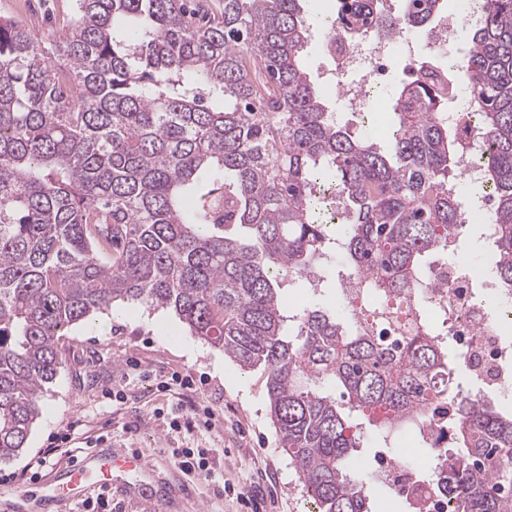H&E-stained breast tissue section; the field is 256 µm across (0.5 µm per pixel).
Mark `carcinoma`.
Segmentation results:
<instances>
[{
  "instance_id": "1",
  "label": "carcinoma",
  "mask_w": 512,
  "mask_h": 512,
  "mask_svg": "<svg viewBox=\"0 0 512 512\" xmlns=\"http://www.w3.org/2000/svg\"><path fill=\"white\" fill-rule=\"evenodd\" d=\"M305 0H76L49 44L0 18V461L24 448L69 327L139 303L173 312L242 369L267 373L279 445L319 512H372L364 441L447 405L450 439L417 462L448 512H512V412L454 378L421 282L457 264L465 218L462 72L488 171L495 278L512 295V0L484 14L458 71L431 58L392 97L391 147L339 126L307 76ZM442 0L312 6L327 39L430 35ZM222 100L213 106L208 98ZM349 298L288 313L290 281ZM341 388L340 394L332 389Z\"/></svg>"
}]
</instances>
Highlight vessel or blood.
Returning <instances> with one entry per match:
<instances>
[{"label": "vessel or blood", "instance_id": "b4317fda", "mask_svg": "<svg viewBox=\"0 0 512 512\" xmlns=\"http://www.w3.org/2000/svg\"><path fill=\"white\" fill-rule=\"evenodd\" d=\"M142 466V460L134 455L90 451L51 474L42 491L28 488L16 491L12 508L14 512H43L53 501L74 503L92 488L111 482L114 471L136 470Z\"/></svg>", "mask_w": 512, "mask_h": 512}]
</instances>
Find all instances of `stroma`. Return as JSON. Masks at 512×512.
Here are the masks:
<instances>
[{
  "label": "stroma",
  "mask_w": 512,
  "mask_h": 512,
  "mask_svg": "<svg viewBox=\"0 0 512 512\" xmlns=\"http://www.w3.org/2000/svg\"><path fill=\"white\" fill-rule=\"evenodd\" d=\"M74 6L75 0H30L24 22L35 34L58 35ZM306 66L337 122L361 131L362 117L348 112L328 87L333 62L315 53ZM124 311L108 325L83 321L61 337L63 365L41 399V415L24 449L0 462V512H9L12 487L25 485L29 460L64 435L76 457L110 447L149 463L147 470L116 474L104 491L102 512H314L279 446L263 370L240 369L222 350L190 335L172 312L138 304ZM174 375L190 377L191 388L162 390L161 382ZM191 404L212 408L211 429H187L178 408ZM177 448L212 449L209 466L223 472L230 492L217 494L199 474L191 479L193 499H185L183 473L172 455Z\"/></svg>",
  "instance_id": "35a3bbf8"
}]
</instances>
